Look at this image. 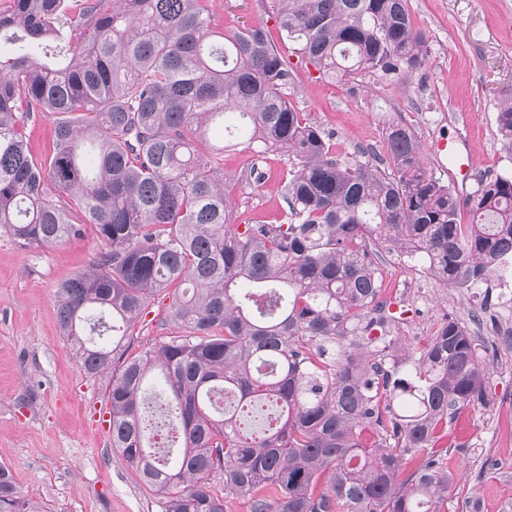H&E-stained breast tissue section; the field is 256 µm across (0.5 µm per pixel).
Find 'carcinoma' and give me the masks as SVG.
Instances as JSON below:
<instances>
[{
	"mask_svg": "<svg viewBox=\"0 0 512 512\" xmlns=\"http://www.w3.org/2000/svg\"><path fill=\"white\" fill-rule=\"evenodd\" d=\"M72 2L0 10V229L49 245L90 224L104 242L59 287L56 316L84 371L112 373V448L162 512H226L267 487L253 512H445L451 476L427 449L448 415L484 402L487 368L449 317L419 355L400 349L379 260L406 251L446 286L487 281L512 264V178L458 194L402 120L385 130L389 167L366 151L339 160L288 101L293 74L267 31L216 27L208 0ZM275 2L279 39L334 82L409 75L426 57L406 0ZM229 110L243 149L297 158L290 222L234 223L238 180L200 155ZM33 112L59 115L39 164L22 132ZM496 124L512 143V91ZM171 287L181 335L126 356ZM156 374L162 454L142 417ZM0 512H48L3 464Z\"/></svg>",
	"mask_w": 512,
	"mask_h": 512,
	"instance_id": "carcinoma-1",
	"label": "carcinoma"
}]
</instances>
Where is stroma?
<instances>
[{
	"label": "stroma",
	"instance_id": "1",
	"mask_svg": "<svg viewBox=\"0 0 512 512\" xmlns=\"http://www.w3.org/2000/svg\"><path fill=\"white\" fill-rule=\"evenodd\" d=\"M209 7L218 25L276 30L272 0H210ZM407 7L427 38L418 71L395 81L363 74L334 84L288 51L284 57L297 76L289 101L320 125L339 156L361 149L385 155V127L402 120L415 129L426 167L443 181L448 160L435 158L431 144L465 139L471 168L464 193L476 190L480 174L512 176V145L496 126L501 94L512 87V0H407ZM208 135L229 146L211 159L219 172L240 176L255 164L265 174L260 183L235 187L237 223L286 222L288 155L254 158L230 146L228 132L215 124ZM101 248L90 226L79 238L26 247L0 231V463L25 495L51 512H161L101 424L110 409L109 375L85 373L56 319L58 287L93 267ZM381 269L391 302L405 311L395 334L406 349H419L450 317L468 326L485 350L486 405L460 412L434 444L453 477L448 512H512V275L447 287L422 262L396 252ZM168 305L161 295L149 301L127 340L128 355L179 335ZM480 309L483 321L472 324Z\"/></svg>",
	"mask_w": 512,
	"mask_h": 512
}]
</instances>
